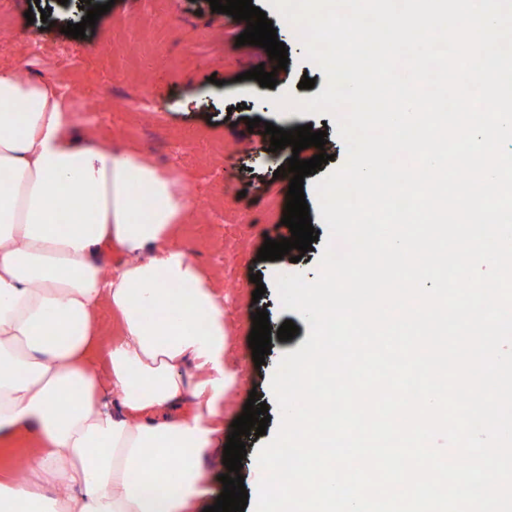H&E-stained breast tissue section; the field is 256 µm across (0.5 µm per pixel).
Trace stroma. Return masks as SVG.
I'll return each mask as SVG.
<instances>
[{
    "label": "stroma",
    "instance_id": "obj_1",
    "mask_svg": "<svg viewBox=\"0 0 512 512\" xmlns=\"http://www.w3.org/2000/svg\"><path fill=\"white\" fill-rule=\"evenodd\" d=\"M35 5L47 11V21H27L25 14ZM85 15L80 0L64 5L59 0H0V66L21 56L32 75L56 84L77 83L81 97L69 103L76 122L92 128L113 149L137 150L172 172L193 202L179 245L211 275L224 297L229 336L224 365L235 375L228 401L211 420L213 445L204 461V492L192 509L204 512L223 490V450L233 420L251 396L267 404L271 420H278L270 379L282 354L299 349L309 335L303 317L282 309L274 280L287 271L314 280L324 248L323 241H316L314 250L295 263L286 256L257 258L266 239L291 235L281 222L290 180L276 170L295 153L288 148L270 151L264 125L325 128V152L332 160L305 176L303 185L311 224L322 234L327 228L313 184L344 164L345 145L330 115L285 114L265 107L264 99L273 91L311 98L325 86L323 72L305 59L296 32L279 37L289 63L278 70L264 48L237 45L244 25L212 11L208 0H115L84 37L64 34L66 24L79 23ZM32 45L41 46L42 59L29 58ZM259 65L276 70L275 88L245 79V72ZM305 76L314 78L313 88H300ZM255 117L260 125L247 127V119ZM254 273L266 288L258 300L252 297L260 284L251 281ZM260 307L267 310L272 328L291 320L299 332L289 341L272 339L264 364L258 366L249 335L251 315Z\"/></svg>",
    "mask_w": 512,
    "mask_h": 512
}]
</instances>
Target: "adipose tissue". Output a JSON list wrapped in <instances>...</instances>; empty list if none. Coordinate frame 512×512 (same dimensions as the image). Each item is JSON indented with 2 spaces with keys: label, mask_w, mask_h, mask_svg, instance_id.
<instances>
[{
  "label": "adipose tissue",
  "mask_w": 512,
  "mask_h": 512,
  "mask_svg": "<svg viewBox=\"0 0 512 512\" xmlns=\"http://www.w3.org/2000/svg\"><path fill=\"white\" fill-rule=\"evenodd\" d=\"M0 172V439L28 441L0 471V512H187L234 380L224 304L176 243L190 197L94 141L20 62L0 69Z\"/></svg>",
  "instance_id": "adipose-tissue-1"
}]
</instances>
